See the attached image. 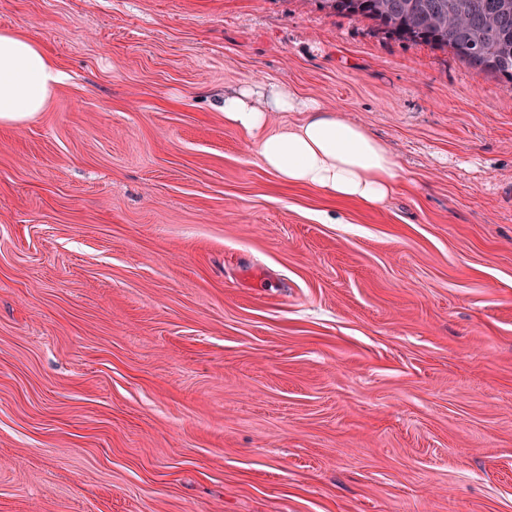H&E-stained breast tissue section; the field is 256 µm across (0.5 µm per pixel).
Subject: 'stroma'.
Returning <instances> with one entry per match:
<instances>
[{
  "label": "stroma",
  "instance_id": "obj_1",
  "mask_svg": "<svg viewBox=\"0 0 512 512\" xmlns=\"http://www.w3.org/2000/svg\"><path fill=\"white\" fill-rule=\"evenodd\" d=\"M64 73L0 125V512H512V84L315 0H0ZM366 127L376 208L219 105ZM221 110L224 121L255 137L264 167L279 182L369 207L401 186L399 165L381 140L284 85L244 83L224 94ZM275 112L304 116L288 128L272 129Z\"/></svg>",
  "mask_w": 512,
  "mask_h": 512
}]
</instances>
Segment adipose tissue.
<instances>
[{
	"label": "adipose tissue",
	"instance_id": "obj_1",
	"mask_svg": "<svg viewBox=\"0 0 512 512\" xmlns=\"http://www.w3.org/2000/svg\"><path fill=\"white\" fill-rule=\"evenodd\" d=\"M61 73L53 57L27 33L0 31V123H19L43 111ZM225 121L255 137L260 159L282 183L375 207L401 186L399 165L385 144L286 86L245 83L226 92ZM275 112L302 118L271 128Z\"/></svg>",
	"mask_w": 512,
	"mask_h": 512
}]
</instances>
